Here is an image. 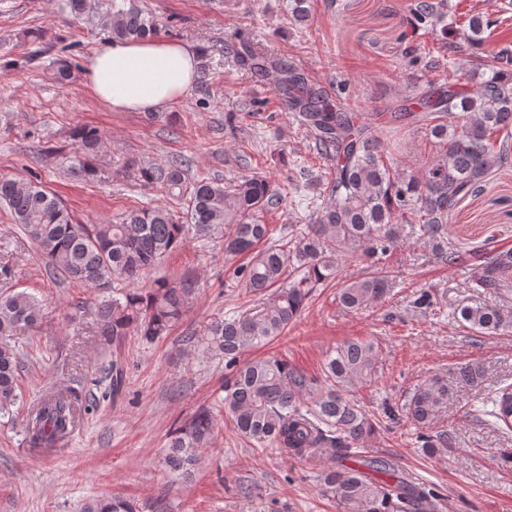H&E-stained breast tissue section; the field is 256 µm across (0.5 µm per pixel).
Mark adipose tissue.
Instances as JSON below:
<instances>
[{
    "instance_id": "1",
    "label": "adipose tissue",
    "mask_w": 512,
    "mask_h": 512,
    "mask_svg": "<svg viewBox=\"0 0 512 512\" xmlns=\"http://www.w3.org/2000/svg\"><path fill=\"white\" fill-rule=\"evenodd\" d=\"M197 66L195 52L175 40H117L92 56L85 80L113 111L152 112L188 93Z\"/></svg>"
}]
</instances>
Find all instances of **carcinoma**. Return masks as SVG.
<instances>
[{"instance_id":"cac0c4a2","label":"carcinoma","mask_w":512,"mask_h":512,"mask_svg":"<svg viewBox=\"0 0 512 512\" xmlns=\"http://www.w3.org/2000/svg\"><path fill=\"white\" fill-rule=\"evenodd\" d=\"M309 0H288L289 18L303 23ZM76 18L97 14L104 18L114 40L155 37L161 25L140 0H66ZM448 0H417L410 18L414 30H448ZM496 25L483 14L470 17L462 38L482 45V34ZM238 64L263 77L278 74L275 92L288 107L302 114L335 164L328 199L313 212L312 222L275 240L260 214L284 198L262 175L224 182L189 180L188 161L173 160L162 167L137 169L138 179L160 186L168 202L152 209H132L111 224H76L52 192L32 179L0 174V205L36 245L48 265L65 279L97 290L121 280L127 287L99 307L100 336L118 342L135 331L148 341L166 335L182 319L196 294L191 278L140 283L189 235L224 238V253L247 262L232 273L233 283L250 296L232 315L210 326L203 338L206 349L224 357V413L237 432L252 444L272 452L302 458L323 449L331 458H355V466L327 467L322 493L336 501L340 512H436L441 496L399 473L391 461L367 454L366 444L377 423L350 396L352 387L378 374L379 355L373 343L350 339L330 351L323 380L275 356L244 359V355L279 337L300 315L315 288L336 284L342 307L362 310L389 293L388 271L376 268L349 280L343 259L361 253L384 255L394 246V223L418 224L436 241L435 259L456 261L448 250V214L467 196L483 190L486 178L508 155L512 128V44L476 58L470 72H448V87L416 112H393L394 121L408 119L429 127L435 152L417 171L401 170L386 162L385 147L375 135L378 113L347 112L328 97L301 69L254 49L248 35L237 33ZM479 78L473 94L456 90L462 81ZM78 151L68 158V170L84 179L96 178L92 163L101 144L95 128L77 133ZM512 276V249L498 252L475 281L478 288L496 292ZM41 309L26 291L0 295V415L19 405L21 353L17 332L36 325ZM461 320L474 330L495 332L505 325L491 306L463 308ZM453 373L470 387L482 383L478 363ZM448 384L430 380L415 386L401 406L416 427H429L448 404ZM78 395L74 391L46 396L25 424L31 448L47 450L70 434L76 422ZM475 416L512 428V384H503L473 409ZM215 436V416L203 409L171 432L165 463L179 477L192 475L203 450ZM448 431L421 432L420 448L433 455L451 447ZM388 475L385 481L370 472ZM84 512H135L121 497L97 500Z\"/></svg>"}]
</instances>
